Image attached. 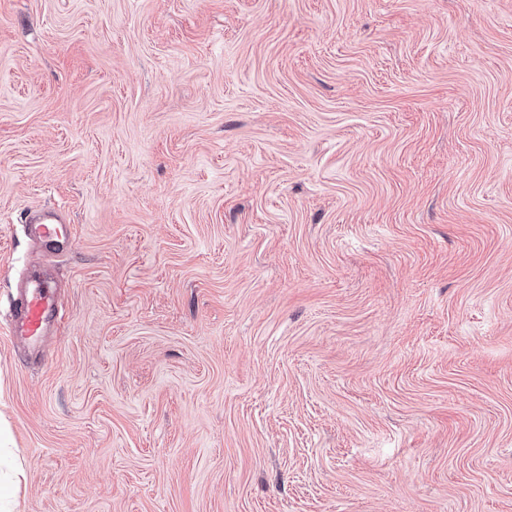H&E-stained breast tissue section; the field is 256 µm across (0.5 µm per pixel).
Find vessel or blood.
<instances>
[{
    "label": "vessel or blood",
    "instance_id": "b4317fda",
    "mask_svg": "<svg viewBox=\"0 0 512 512\" xmlns=\"http://www.w3.org/2000/svg\"><path fill=\"white\" fill-rule=\"evenodd\" d=\"M24 222L30 237L50 251H65L75 239L74 225L68 224L59 210H31ZM59 317L58 296L51 282L42 277H27L15 289L5 334L12 346L34 352L39 350L49 328Z\"/></svg>",
    "mask_w": 512,
    "mask_h": 512
}]
</instances>
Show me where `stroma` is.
<instances>
[{
    "instance_id": "1",
    "label": "stroma",
    "mask_w": 512,
    "mask_h": 512,
    "mask_svg": "<svg viewBox=\"0 0 512 512\" xmlns=\"http://www.w3.org/2000/svg\"><path fill=\"white\" fill-rule=\"evenodd\" d=\"M14 512H512V0H0ZM30 237L45 249L54 252L67 250L75 239V225L68 224L57 209L30 210L25 218ZM61 317L57 292L47 278H23L15 288L5 335L12 346L39 350L49 328Z\"/></svg>"
}]
</instances>
